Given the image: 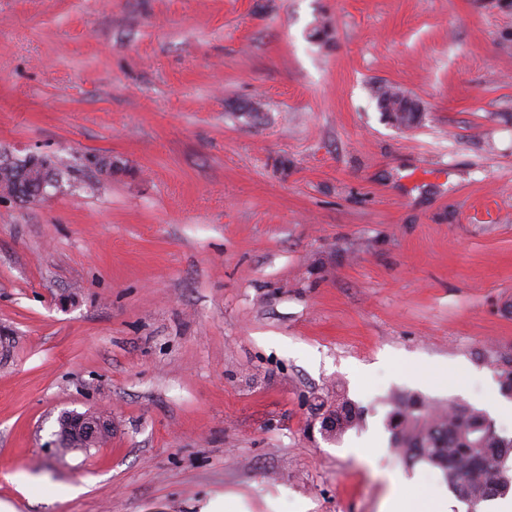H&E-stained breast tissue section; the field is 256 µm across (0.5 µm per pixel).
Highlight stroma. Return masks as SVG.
<instances>
[{
	"mask_svg": "<svg viewBox=\"0 0 512 512\" xmlns=\"http://www.w3.org/2000/svg\"><path fill=\"white\" fill-rule=\"evenodd\" d=\"M32 153L71 168L0 200L16 512H380L388 475L445 486L369 442L401 392L512 436L506 0H0V156ZM339 390L364 421L329 441ZM68 412L110 440L61 451ZM399 92L392 87L384 88L377 97L378 107L388 118L393 117L398 124L410 125V122H414L417 116L415 112L409 111L407 101ZM406 112L409 115H406Z\"/></svg>",
	"mask_w": 512,
	"mask_h": 512,
	"instance_id": "1",
	"label": "stroma"
}]
</instances>
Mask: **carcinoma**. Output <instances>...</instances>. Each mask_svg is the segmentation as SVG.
I'll return each instance as SVG.
<instances>
[{
    "label": "carcinoma",
    "mask_w": 512,
    "mask_h": 512,
    "mask_svg": "<svg viewBox=\"0 0 512 512\" xmlns=\"http://www.w3.org/2000/svg\"><path fill=\"white\" fill-rule=\"evenodd\" d=\"M378 107L401 125L415 121L407 101L392 87L377 97ZM34 172L48 165L56 178L69 166L56 156L42 155L28 160ZM491 359L500 366L501 391L512 392V353L495 351ZM333 415L332 439L338 440L363 422V411L340 395L328 408ZM393 447L410 465L424 462L443 474L448 488L470 512L483 501L504 496L512 490V436L500 435L488 414L466 403L450 401L435 405L417 394H402L391 400L386 418Z\"/></svg>",
    "instance_id": "carcinoma-1"
}]
</instances>
